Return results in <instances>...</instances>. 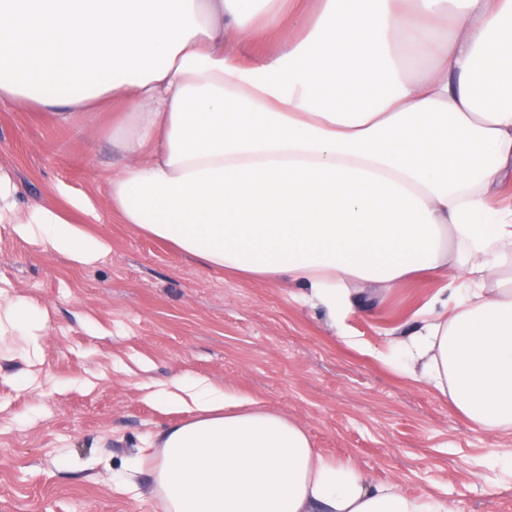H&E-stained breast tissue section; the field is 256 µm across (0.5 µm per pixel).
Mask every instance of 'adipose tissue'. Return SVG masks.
Masks as SVG:
<instances>
[{"label":"adipose tissue","mask_w":512,"mask_h":512,"mask_svg":"<svg viewBox=\"0 0 512 512\" xmlns=\"http://www.w3.org/2000/svg\"><path fill=\"white\" fill-rule=\"evenodd\" d=\"M0 0V102L77 124L113 111L120 223L215 273L300 290L331 326L361 281L449 279L398 343L406 371L490 434L512 433V0ZM263 27L269 48L238 45ZM89 196L24 199L0 163V229L46 259L111 250ZM46 305L0 272V340L25 393L73 387L44 367ZM172 422L143 439L164 512H455L372 482L306 427L204 376L146 385Z\"/></svg>","instance_id":"adipose-tissue-1"}]
</instances>
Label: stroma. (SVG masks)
<instances>
[{
	"mask_svg": "<svg viewBox=\"0 0 512 512\" xmlns=\"http://www.w3.org/2000/svg\"><path fill=\"white\" fill-rule=\"evenodd\" d=\"M121 162L111 113L86 129L0 103V163L16 170L25 197L50 198L62 182L106 213L104 174ZM98 230L112 250L88 266L46 261L36 246L0 232V272L50 310L46 368L71 379L99 375L93 390L45 395L0 383V512H162L149 473L138 475L135 499L113 481L167 421L141 383L185 372L301 420L317 448L353 460L373 480L447 495L457 512H512V479L495 463L512 454V434L481 430L411 379L397 355L396 340L443 280L366 286L338 334L321 309L282 286L218 277L107 213ZM89 320L108 336L90 335ZM349 336L356 345L346 344ZM63 453L71 460L64 467Z\"/></svg>",
	"mask_w": 512,
	"mask_h": 512,
	"instance_id": "obj_1",
	"label": "stroma"
}]
</instances>
